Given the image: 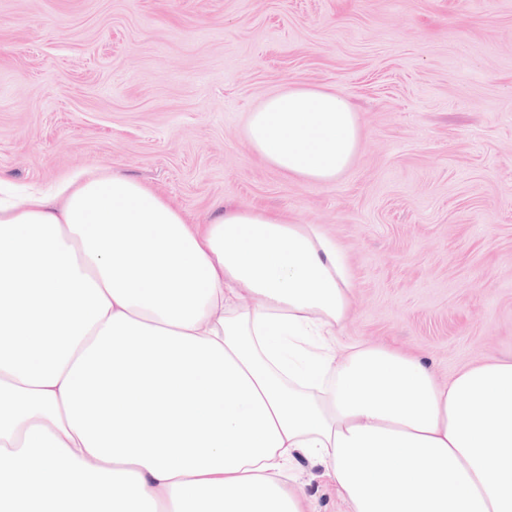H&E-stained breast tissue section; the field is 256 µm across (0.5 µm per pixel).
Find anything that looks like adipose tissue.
I'll use <instances>...</instances> for the list:
<instances>
[{
    "instance_id": "obj_1",
    "label": "adipose tissue",
    "mask_w": 512,
    "mask_h": 512,
    "mask_svg": "<svg viewBox=\"0 0 512 512\" xmlns=\"http://www.w3.org/2000/svg\"><path fill=\"white\" fill-rule=\"evenodd\" d=\"M244 141L326 184L360 132L299 86ZM354 300L336 242L273 211L200 227L103 168L1 198L0 512H315L301 457L346 512H512V359L441 383L392 347L337 350Z\"/></svg>"
}]
</instances>
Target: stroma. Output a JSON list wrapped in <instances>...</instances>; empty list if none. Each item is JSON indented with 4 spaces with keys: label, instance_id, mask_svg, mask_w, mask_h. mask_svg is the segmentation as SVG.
Masks as SVG:
<instances>
[{
    "label": "stroma",
    "instance_id": "obj_1",
    "mask_svg": "<svg viewBox=\"0 0 512 512\" xmlns=\"http://www.w3.org/2000/svg\"><path fill=\"white\" fill-rule=\"evenodd\" d=\"M300 83L354 107L335 181L286 176L244 129ZM141 181L194 222L224 206L313 224L346 257L342 344L437 380L512 358V0H0V186ZM317 512H343L307 460Z\"/></svg>",
    "mask_w": 512,
    "mask_h": 512
}]
</instances>
